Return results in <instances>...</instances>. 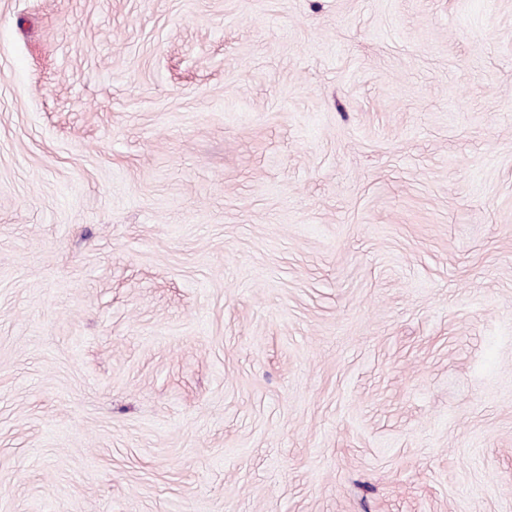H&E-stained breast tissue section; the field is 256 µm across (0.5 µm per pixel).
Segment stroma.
Returning a JSON list of instances; mask_svg holds the SVG:
<instances>
[{
  "instance_id": "1",
  "label": "stroma",
  "mask_w": 512,
  "mask_h": 512,
  "mask_svg": "<svg viewBox=\"0 0 512 512\" xmlns=\"http://www.w3.org/2000/svg\"><path fill=\"white\" fill-rule=\"evenodd\" d=\"M0 512H512V0H0Z\"/></svg>"
}]
</instances>
